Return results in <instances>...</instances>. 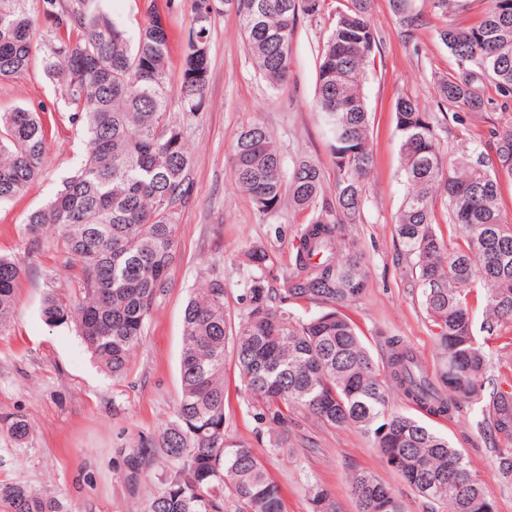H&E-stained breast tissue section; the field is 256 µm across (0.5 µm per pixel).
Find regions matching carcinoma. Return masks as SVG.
I'll return each mask as SVG.
<instances>
[{"mask_svg": "<svg viewBox=\"0 0 512 512\" xmlns=\"http://www.w3.org/2000/svg\"><path fill=\"white\" fill-rule=\"evenodd\" d=\"M228 0H190L191 26L180 76L169 74V39L155 0H145L144 25L132 43L94 0H0V81L37 65L55 82L84 127L81 165L49 202L24 224L30 242L51 227L79 264L80 295L72 304L49 300L51 325L72 321L94 358L115 378L127 372L150 311L168 288L176 255L177 206L188 192L190 156L183 126L171 116L172 99L195 116L206 108L210 30ZM428 13L408 0H393L408 36L445 19L448 0H426ZM491 0L482 19L445 24L438 40L454 56L457 71L436 81L440 100L462 112L484 105L483 82L512 97V0ZM372 0H347L318 49L313 111L332 140L336 194L323 196L321 169L308 160L284 173L271 133L260 123L245 127L233 146L232 175L258 213L288 204L308 213L297 238L283 299L271 305L262 275L246 291L248 311L234 333L224 313L219 280L190 296L183 317L181 396L172 419L139 439L125 456L124 476L141 480L146 460L167 465L148 479L146 512H225L234 500L245 512H284L278 485L261 457L224 431V362L233 343L241 388L273 407L288 422L305 412L329 428L352 426L368 436L381 459L420 497L446 512H496L490 489L474 474L464 452L424 421L390 408L391 393L432 417L470 405L477 426L512 435V391L500 385L484 393L488 338L512 332V224L500 205V176L512 177V124L492 132L491 152L445 157L437 114L421 112L408 97L396 103L402 171L407 194L395 224L408 259L406 276L439 349L436 377L400 339L385 341L377 365L344 309L365 293L362 254L349 228L364 205L365 178L373 165L370 116L361 91L378 50L369 24ZM327 0H237L235 13L257 73L273 91L287 82L300 17H318ZM52 20L41 29L38 15ZM49 126L41 113L16 107L0 113V202L21 195L39 177L48 155ZM447 213L448 234L436 219ZM23 272L0 256V328L13 317ZM482 306L478 336L474 306ZM6 433L23 442L28 422L16 418ZM498 477L512 484V448L498 452ZM355 512H404L392 488L373 474L349 478ZM11 512H62L54 496L15 482L0 484ZM312 512H336L322 485L309 489Z\"/></svg>", "mask_w": 512, "mask_h": 512, "instance_id": "carcinoma-1", "label": "carcinoma"}]
</instances>
